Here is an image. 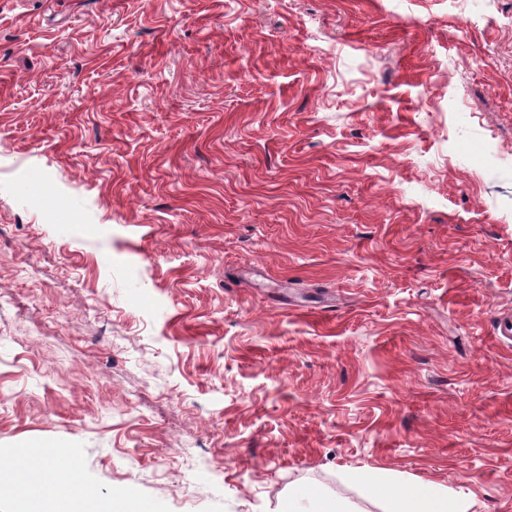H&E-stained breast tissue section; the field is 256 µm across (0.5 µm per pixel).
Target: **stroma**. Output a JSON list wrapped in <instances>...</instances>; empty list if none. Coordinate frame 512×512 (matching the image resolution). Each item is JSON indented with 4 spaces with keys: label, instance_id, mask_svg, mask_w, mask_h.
I'll use <instances>...</instances> for the list:
<instances>
[{
    "label": "stroma",
    "instance_id": "obj_1",
    "mask_svg": "<svg viewBox=\"0 0 512 512\" xmlns=\"http://www.w3.org/2000/svg\"><path fill=\"white\" fill-rule=\"evenodd\" d=\"M508 312L512 0H0V472L512 512ZM339 481L354 488L365 500L380 502L383 512H476L478 506L462 487L403 484L392 471L378 467L347 469Z\"/></svg>",
    "mask_w": 512,
    "mask_h": 512
}]
</instances>
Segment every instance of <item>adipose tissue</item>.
<instances>
[{
    "label": "adipose tissue",
    "mask_w": 512,
    "mask_h": 512,
    "mask_svg": "<svg viewBox=\"0 0 512 512\" xmlns=\"http://www.w3.org/2000/svg\"><path fill=\"white\" fill-rule=\"evenodd\" d=\"M55 476V467L47 459L37 463L23 461L21 470L10 472L6 487L15 498L16 512H50L52 505L43 488ZM339 480L362 498L381 503L383 512H476V501L463 488L424 482L404 484L383 468H350L340 474ZM62 508L64 512H153L149 504L138 502L127 493L105 499L91 489L68 496ZM281 512L349 510L340 496L320 488L289 494Z\"/></svg>",
    "instance_id": "adipose-tissue-1"
}]
</instances>
